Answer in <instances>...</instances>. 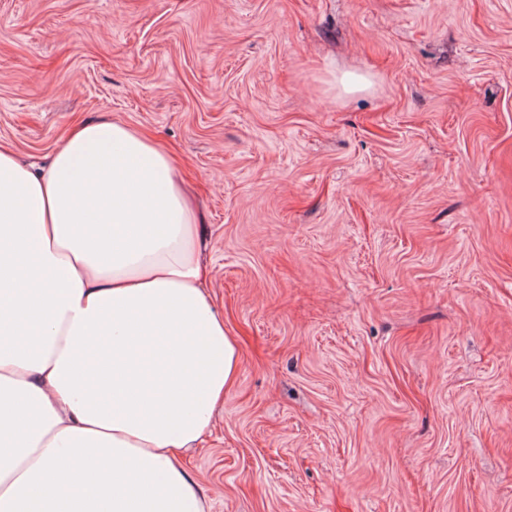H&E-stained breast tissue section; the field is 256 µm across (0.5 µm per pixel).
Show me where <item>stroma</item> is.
Masks as SVG:
<instances>
[{
  "label": "stroma",
  "instance_id": "35a3bbf8",
  "mask_svg": "<svg viewBox=\"0 0 512 512\" xmlns=\"http://www.w3.org/2000/svg\"><path fill=\"white\" fill-rule=\"evenodd\" d=\"M99 118L205 215L207 512H512V0H0V142Z\"/></svg>",
  "mask_w": 512,
  "mask_h": 512
}]
</instances>
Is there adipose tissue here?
Here are the masks:
<instances>
[{"label": "adipose tissue", "instance_id": "adipose-tissue-1", "mask_svg": "<svg viewBox=\"0 0 512 512\" xmlns=\"http://www.w3.org/2000/svg\"><path fill=\"white\" fill-rule=\"evenodd\" d=\"M161 146L77 125L0 146V512H204L183 456L239 367Z\"/></svg>", "mask_w": 512, "mask_h": 512}]
</instances>
